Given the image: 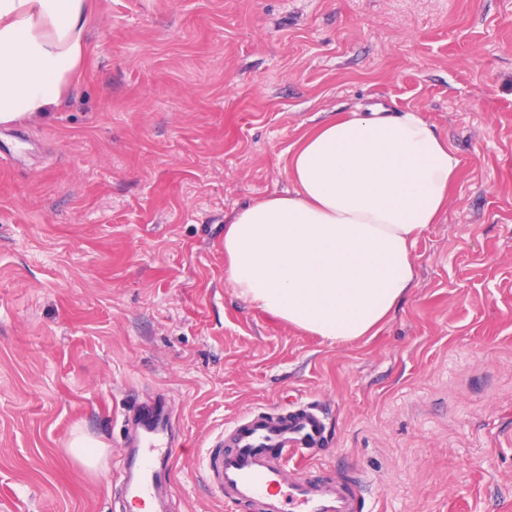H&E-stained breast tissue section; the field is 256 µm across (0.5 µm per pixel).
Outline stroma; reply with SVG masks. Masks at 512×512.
<instances>
[{
  "mask_svg": "<svg viewBox=\"0 0 512 512\" xmlns=\"http://www.w3.org/2000/svg\"><path fill=\"white\" fill-rule=\"evenodd\" d=\"M377 105L460 166L414 288L337 344L235 294L224 221ZM159 396L169 512H226L205 451L303 405L366 512H512V0H95L68 97L0 127V512H122L123 414ZM72 447L77 448L75 451L76 457L83 465L89 468L97 466L102 455V449L96 443L78 438L73 442Z\"/></svg>",
  "mask_w": 512,
  "mask_h": 512,
  "instance_id": "stroma-1",
  "label": "stroma"
}]
</instances>
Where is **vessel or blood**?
<instances>
[{
    "label": "vessel or blood",
    "instance_id": "1",
    "mask_svg": "<svg viewBox=\"0 0 512 512\" xmlns=\"http://www.w3.org/2000/svg\"><path fill=\"white\" fill-rule=\"evenodd\" d=\"M173 412L166 405L126 410L123 423L132 450L124 498L127 508L166 505L156 498L158 475L174 455L167 436ZM324 419L303 406L284 416L254 410L224 433L225 447L209 449L203 478L231 512H364L357 485L308 477L309 449L318 447Z\"/></svg>",
    "mask_w": 512,
    "mask_h": 512
}]
</instances>
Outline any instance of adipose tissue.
<instances>
[{
	"label": "adipose tissue",
	"mask_w": 512,
	"mask_h": 512,
	"mask_svg": "<svg viewBox=\"0 0 512 512\" xmlns=\"http://www.w3.org/2000/svg\"><path fill=\"white\" fill-rule=\"evenodd\" d=\"M90 0H0V125L42 117L79 79ZM460 165L418 113L330 119L289 150L291 190L224 225V275L281 322L333 343L371 335L408 295L413 249Z\"/></svg>",
	"instance_id": "obj_1"
}]
</instances>
